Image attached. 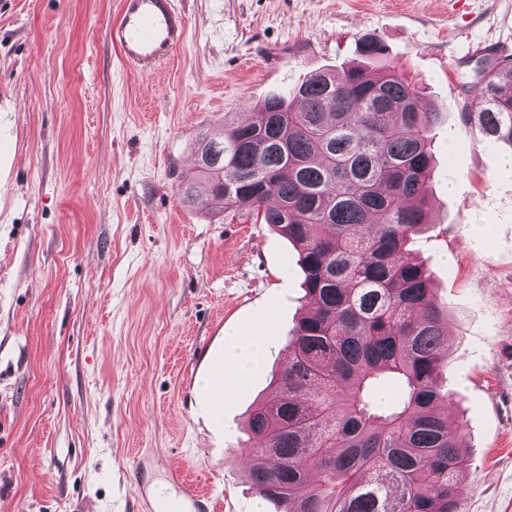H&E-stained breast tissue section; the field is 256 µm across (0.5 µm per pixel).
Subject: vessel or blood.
Wrapping results in <instances>:
<instances>
[{
    "mask_svg": "<svg viewBox=\"0 0 512 512\" xmlns=\"http://www.w3.org/2000/svg\"><path fill=\"white\" fill-rule=\"evenodd\" d=\"M185 34L178 0H119L110 32L120 62L141 68L166 63Z\"/></svg>",
    "mask_w": 512,
    "mask_h": 512,
    "instance_id": "1",
    "label": "vessel or blood"
}]
</instances>
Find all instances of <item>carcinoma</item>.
I'll return each mask as SVG.
<instances>
[{
  "instance_id": "cac0c4a2",
  "label": "carcinoma",
  "mask_w": 512,
  "mask_h": 512,
  "mask_svg": "<svg viewBox=\"0 0 512 512\" xmlns=\"http://www.w3.org/2000/svg\"><path fill=\"white\" fill-rule=\"evenodd\" d=\"M359 53L383 65L312 74L193 146L212 210L271 225L304 273L287 363L247 417V474L279 512H461L471 459L438 384L445 312L408 249L439 113L380 41ZM461 115L512 145L511 58L477 73Z\"/></svg>"
}]
</instances>
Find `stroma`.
<instances>
[{
    "label": "stroma",
    "mask_w": 512,
    "mask_h": 512,
    "mask_svg": "<svg viewBox=\"0 0 512 512\" xmlns=\"http://www.w3.org/2000/svg\"><path fill=\"white\" fill-rule=\"evenodd\" d=\"M159 70L122 65L118 0H0V512H163L183 482L216 512H278L246 476L250 407L304 302L295 248L248 214L183 206L200 133L377 38L442 114L411 250L448 306L439 383L473 467L463 512H512V146L460 115L512 0H180ZM272 348L215 420L199 381L224 331Z\"/></svg>",
    "instance_id": "35a3bbf8"
}]
</instances>
